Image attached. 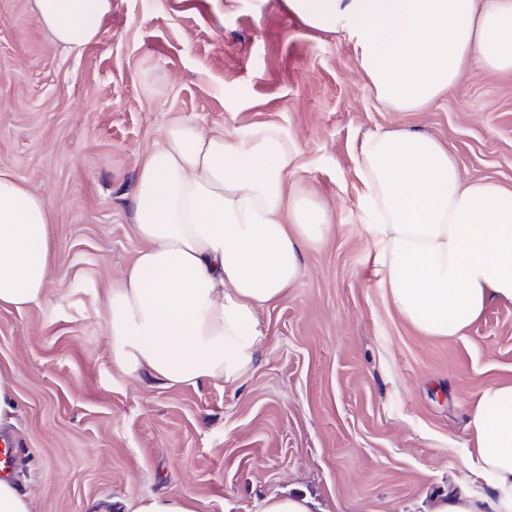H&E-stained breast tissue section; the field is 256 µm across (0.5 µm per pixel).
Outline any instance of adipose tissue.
<instances>
[{
  "instance_id": "1",
  "label": "adipose tissue",
  "mask_w": 512,
  "mask_h": 512,
  "mask_svg": "<svg viewBox=\"0 0 512 512\" xmlns=\"http://www.w3.org/2000/svg\"><path fill=\"white\" fill-rule=\"evenodd\" d=\"M307 28L346 33L378 102L420 112L459 86L473 56L512 71V0H288ZM53 42L98 41L112 0H34ZM295 149L277 128L241 135L169 126L140 166L144 246L105 301L112 359L169 386L236 382L264 339L258 313L295 285L304 246L331 231L327 210L288 186ZM358 207L373 263L401 316L431 336L460 335L497 298L512 302V188L463 182L439 139L406 130L357 149ZM52 212L0 171V307L45 298ZM469 469L487 492L442 495L431 512H512V382L486 386L468 415Z\"/></svg>"
}]
</instances>
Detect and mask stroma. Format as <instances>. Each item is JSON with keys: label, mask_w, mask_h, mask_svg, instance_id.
<instances>
[{"label": "stroma", "mask_w": 512, "mask_h": 512, "mask_svg": "<svg viewBox=\"0 0 512 512\" xmlns=\"http://www.w3.org/2000/svg\"><path fill=\"white\" fill-rule=\"evenodd\" d=\"M180 121L278 128L297 149L290 183L333 224L260 310L264 341L233 384L170 387L112 360L104 302L143 246L140 161ZM395 128L447 143L464 181L512 188V72L480 60L426 110L390 112L349 38L305 27L286 0H112L79 51L47 37L33 0H0V170L54 215L45 299L0 308L14 480L33 512H131L174 494L197 512H254L281 491L314 512H429L471 487L468 411L512 382V302L490 300L454 337L397 311L355 169L360 142Z\"/></svg>", "instance_id": "35a3bbf8"}]
</instances>
